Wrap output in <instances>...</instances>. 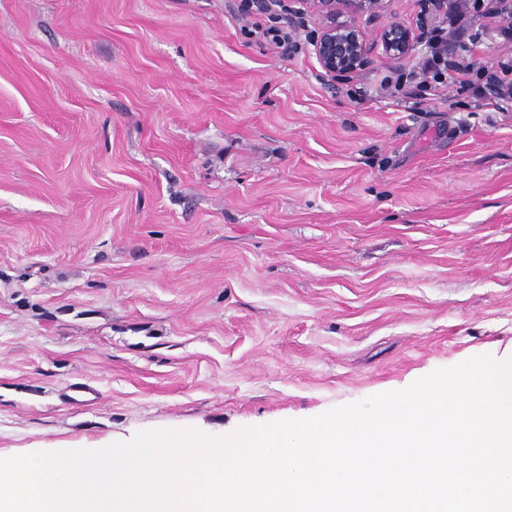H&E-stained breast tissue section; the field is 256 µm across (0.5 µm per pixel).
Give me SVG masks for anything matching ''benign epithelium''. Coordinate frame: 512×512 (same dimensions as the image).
I'll use <instances>...</instances> for the list:
<instances>
[{
	"instance_id": "7a95c632",
	"label": "benign epithelium",
	"mask_w": 512,
	"mask_h": 512,
	"mask_svg": "<svg viewBox=\"0 0 512 512\" xmlns=\"http://www.w3.org/2000/svg\"><path fill=\"white\" fill-rule=\"evenodd\" d=\"M279 4L288 11V18L304 21L319 20L318 30L311 38V46L321 68L322 77L334 82L367 68L377 49H382L389 58L401 61L408 58L428 24L448 12V0H427L428 12L412 29L399 23H390L381 30L379 41L370 40L366 29L343 16L354 9L371 21H376L385 12L386 0H261Z\"/></svg>"
}]
</instances>
